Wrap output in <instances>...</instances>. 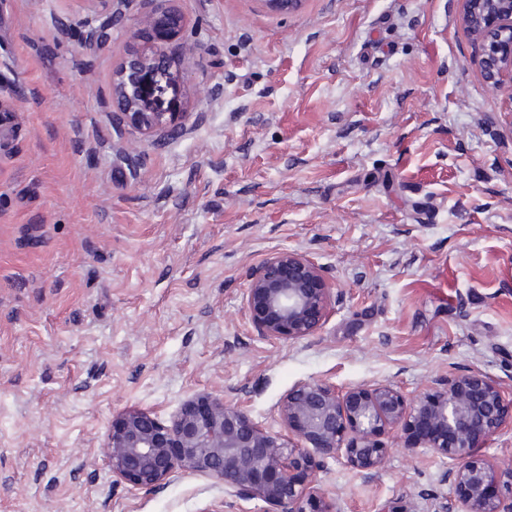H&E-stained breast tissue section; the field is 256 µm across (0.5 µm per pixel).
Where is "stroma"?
<instances>
[{
    "instance_id": "1",
    "label": "stroma",
    "mask_w": 512,
    "mask_h": 512,
    "mask_svg": "<svg viewBox=\"0 0 512 512\" xmlns=\"http://www.w3.org/2000/svg\"><path fill=\"white\" fill-rule=\"evenodd\" d=\"M168 5L191 118L148 138L112 91L151 0H0V512H264L196 474L113 481V418L200 392L283 435L305 382L512 390V82L483 80L459 0ZM285 250L334 297L313 335L267 340L246 292ZM382 440L372 474L328 455L313 487L444 512L447 461Z\"/></svg>"
}]
</instances>
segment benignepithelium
<instances>
[{"mask_svg": "<svg viewBox=\"0 0 512 512\" xmlns=\"http://www.w3.org/2000/svg\"><path fill=\"white\" fill-rule=\"evenodd\" d=\"M154 0L156 37L146 50L128 54L115 75L114 102L119 122L146 137L174 133L189 117L164 107V95L177 89V79L160 68L169 45L183 27L182 15ZM462 26L480 42V72L497 87L512 80V0H461ZM332 288L308 258L281 251L266 258L250 277L246 303L258 335L294 340L312 335L324 322ZM512 398L499 384L474 370L448 375L409 401L388 383L356 387L344 393L323 381L302 383L288 391L280 412L295 444L272 434L239 408L211 393L184 401L170 420L132 409L112 421L102 445L112 475L136 489L156 490L178 472L224 483V494L258 499L274 512H333L324 493L307 486L319 465L314 454L341 453L359 471L383 462L385 432L413 431L426 419L434 432L416 445L451 461L441 482L451 497L446 512H512L492 489L504 475L495 462L475 449L500 429Z\"/></svg>", "mask_w": 512, "mask_h": 512, "instance_id": "1", "label": "benign epithelium"}]
</instances>
